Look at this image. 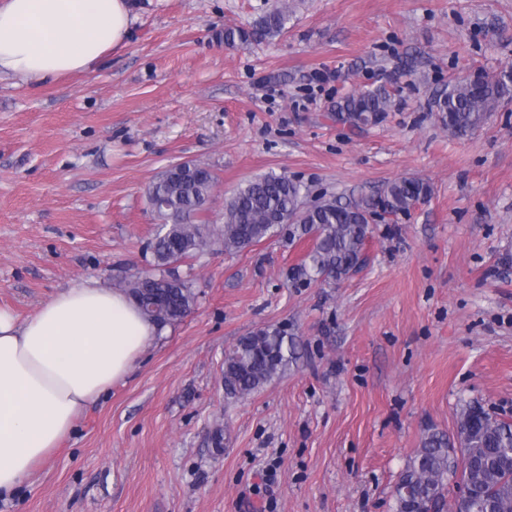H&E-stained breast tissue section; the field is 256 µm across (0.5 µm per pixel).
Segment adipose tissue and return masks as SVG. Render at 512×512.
Listing matches in <instances>:
<instances>
[{"mask_svg": "<svg viewBox=\"0 0 512 512\" xmlns=\"http://www.w3.org/2000/svg\"><path fill=\"white\" fill-rule=\"evenodd\" d=\"M131 0H0V76L55 82L123 49ZM156 326L126 293L83 281L27 317L0 307V499L133 370Z\"/></svg>", "mask_w": 512, "mask_h": 512, "instance_id": "obj_1", "label": "adipose tissue"}]
</instances>
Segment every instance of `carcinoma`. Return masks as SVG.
Masks as SVG:
<instances>
[{
	"instance_id": "cac0c4a2",
	"label": "carcinoma",
	"mask_w": 512,
	"mask_h": 512,
	"mask_svg": "<svg viewBox=\"0 0 512 512\" xmlns=\"http://www.w3.org/2000/svg\"><path fill=\"white\" fill-rule=\"evenodd\" d=\"M293 13L287 3L276 7L249 28H224L229 47L258 43L282 33ZM512 90V68L494 78H469L449 83L436 91L432 111L453 136L479 128L498 101ZM390 94L365 91L336 103V120L360 127L361 116L384 113ZM218 182L211 168L194 164L191 174H163L149 186V203L160 204L170 218L151 244L158 273L134 274L125 288L142 312L163 328L185 318L193 309L196 294L191 282L169 278V267L202 254L214 239L226 251L251 247L278 233L288 243L308 237L310 249L292 280L341 281L368 262L372 228L368 216L381 208L388 214L406 213L430 194L419 180L395 181L379 198L342 202L320 198L305 202L307 190L286 174L268 173L239 187L224 202V224L216 228L199 220L201 202L210 197ZM296 342L280 328H259L224 352V395L243 398L270 382L296 360ZM473 486L478 507L468 512H512V424L491 417L482 408H461L455 439L436 428L425 430L395 485L396 512H448L451 486Z\"/></svg>"
}]
</instances>
